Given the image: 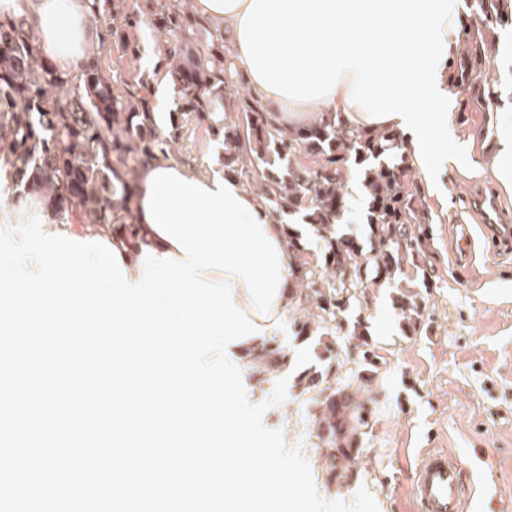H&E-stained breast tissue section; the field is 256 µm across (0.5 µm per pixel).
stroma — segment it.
<instances>
[{"instance_id":"obj_1","label":"stroma","mask_w":512,"mask_h":512,"mask_svg":"<svg viewBox=\"0 0 512 512\" xmlns=\"http://www.w3.org/2000/svg\"><path fill=\"white\" fill-rule=\"evenodd\" d=\"M90 30L89 45L106 77L163 82V36L150 23L133 32L134 54L113 37L111 14H101ZM455 96L448 137L475 141L481 166L491 168L493 152L483 136L487 115L476 111L469 92L460 89ZM169 156L205 171L223 163L224 145L204 129L189 130L172 144ZM497 192L493 183L455 170L439 191H423L421 206L434 220L436 278L421 292L423 314L416 331L407 330L394 288H366L361 317L380 363L370 391L375 415L351 479L331 488L316 481L322 499L350 504L364 489L377 512H419L412 496L415 471L425 450L439 449L463 463L471 491L468 512H512V254L497 250L481 214L471 208L478 195ZM463 222L471 226L469 258L458 244ZM263 421L283 430L288 447L302 446L306 459L314 460L301 401L287 396Z\"/></svg>"}]
</instances>
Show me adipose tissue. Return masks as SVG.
<instances>
[{
    "instance_id": "ef3b65f1",
    "label": "adipose tissue",
    "mask_w": 512,
    "mask_h": 512,
    "mask_svg": "<svg viewBox=\"0 0 512 512\" xmlns=\"http://www.w3.org/2000/svg\"><path fill=\"white\" fill-rule=\"evenodd\" d=\"M198 8L234 46V62L263 100L274 104L278 123L302 124L312 106L338 113L347 126L390 131L410 166L427 186L436 182L429 162L472 161V142L448 143L453 106L449 73L462 0H197ZM40 49L69 70L85 63L88 30L85 0H29ZM487 133L496 162L492 181L512 193V107L490 113ZM214 187L203 173L159 157L142 168L135 190L134 237L109 228L68 227L80 238L99 237L116 246L128 281L141 276L143 248L158 253L175 246L150 224L145 208L147 179L158 169Z\"/></svg>"
}]
</instances>
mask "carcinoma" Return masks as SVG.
I'll use <instances>...</instances> for the list:
<instances>
[{
	"mask_svg": "<svg viewBox=\"0 0 512 512\" xmlns=\"http://www.w3.org/2000/svg\"><path fill=\"white\" fill-rule=\"evenodd\" d=\"M189 0H145L151 25L164 34L167 74L179 118L163 133L154 124L149 82L125 93L112 86L96 63L72 76L40 57L33 21L0 19V163L10 188L39 195L61 224L133 226V188L139 166L168 153L187 124L205 125L224 141V172L253 192L267 213L311 218L310 234L323 243L311 258L303 234L288 223V266L293 293L287 314L298 338L314 343L316 362L294 376L306 408L316 457L327 486L338 484L363 451L372 415L359 398L380 370L364 324L366 282L401 287L395 298L407 328L421 318L418 289L434 278L430 260L432 222L419 207L421 189L401 154L398 138L385 131L346 126L336 113L320 111L299 128L277 122L275 112L245 89L234 53ZM485 26L512 25V0H470ZM465 50L454 61V86L474 93L480 110L498 106L497 81L482 67L483 31L464 33ZM355 168L366 201L365 238L343 230L344 172ZM361 348L357 370L336 378V338ZM289 353L271 338L250 358L248 370L264 383L290 370Z\"/></svg>",
	"mask_w": 512,
	"mask_h": 512,
	"instance_id": "1",
	"label": "carcinoma"
}]
</instances>
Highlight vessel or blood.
Returning <instances> with one entry per match:
<instances>
[{
    "mask_svg": "<svg viewBox=\"0 0 512 512\" xmlns=\"http://www.w3.org/2000/svg\"><path fill=\"white\" fill-rule=\"evenodd\" d=\"M463 469L443 451H427L418 466L412 495L420 512H464Z\"/></svg>",
    "mask_w": 512,
    "mask_h": 512,
    "instance_id": "obj_1",
    "label": "vessel or blood"
}]
</instances>
